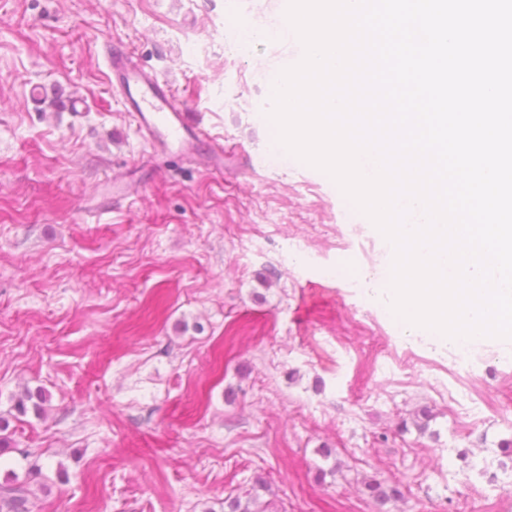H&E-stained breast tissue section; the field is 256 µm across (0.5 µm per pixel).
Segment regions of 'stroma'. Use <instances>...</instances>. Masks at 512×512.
Masks as SVG:
<instances>
[{
	"label": "stroma",
	"mask_w": 512,
	"mask_h": 512,
	"mask_svg": "<svg viewBox=\"0 0 512 512\" xmlns=\"http://www.w3.org/2000/svg\"><path fill=\"white\" fill-rule=\"evenodd\" d=\"M234 12L285 0H0V415L51 395L11 422L0 482L41 465L31 512H512L485 478L512 475V355L489 338L439 370L437 332L400 340L386 238L273 154L264 80L302 46L232 56ZM107 43L236 149L223 171L144 137ZM49 401L50 395L45 390L41 388L35 390L25 388L22 395L17 399L14 409L20 415H25L31 408L33 413L40 418L45 414Z\"/></svg>",
	"instance_id": "stroma-1"
}]
</instances>
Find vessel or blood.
<instances>
[{"mask_svg": "<svg viewBox=\"0 0 512 512\" xmlns=\"http://www.w3.org/2000/svg\"><path fill=\"white\" fill-rule=\"evenodd\" d=\"M110 81L140 130L168 153L189 154L207 133L192 119L171 83L141 67L133 53L108 48Z\"/></svg>", "mask_w": 512, "mask_h": 512, "instance_id": "obj_1", "label": "vessel or blood"}]
</instances>
